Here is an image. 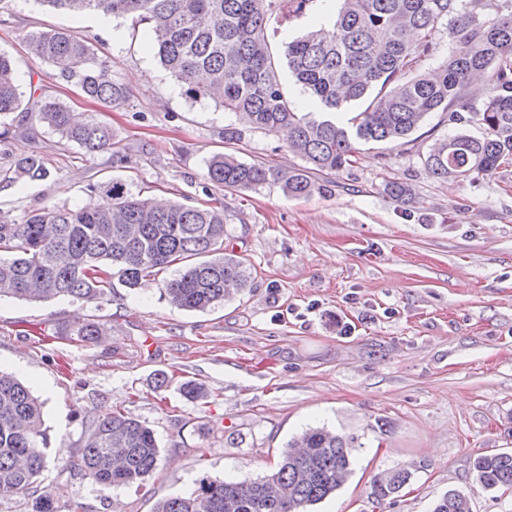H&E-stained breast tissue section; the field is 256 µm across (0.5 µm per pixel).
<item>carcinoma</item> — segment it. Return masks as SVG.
<instances>
[{
    "mask_svg": "<svg viewBox=\"0 0 512 512\" xmlns=\"http://www.w3.org/2000/svg\"><path fill=\"white\" fill-rule=\"evenodd\" d=\"M54 9L95 11L146 25L160 63L192 99H210L234 113L243 126L288 132L289 151L306 166L284 172L244 163L231 153L213 155L206 178L226 189H255L273 182L292 197L327 192L309 170L339 172L353 163L360 144L399 142L434 112L448 121L476 125L437 139L424 158L437 177L491 175L512 164V0H340L334 19L283 43L273 53L267 15L299 13L314 0H35ZM491 6L494 16L482 10ZM445 27L452 50L430 74L412 67L435 53V34ZM30 57L50 65L89 98L105 104L126 99L112 64L72 30L26 36ZM288 69L321 107L315 118L299 111L284 92L279 70ZM485 92L478 102L476 79ZM353 102L364 108L345 124L329 115ZM25 114L86 156L112 147V126L94 114L73 113L48 96L32 105L19 91L12 59L0 52V140L14 133L7 118ZM50 170L36 152L0 170L3 180L41 181ZM104 201L93 210L66 205L27 211L19 219L0 211V298L41 301L68 297L98 304L112 278L135 289L172 266L161 283L176 307L204 312L246 288V262L224 252V209L159 201L113 180L97 187ZM386 191L401 202L414 199L410 185L391 181ZM72 335L94 342L106 332L96 321L76 323ZM192 401L204 385L182 384ZM354 439L325 427L304 431L271 473L249 482L203 478L189 496L158 502L154 512H304L341 488L352 474ZM47 432L42 403L14 376L0 372V500L24 495L31 512H55L40 492L46 467ZM160 465L153 431L130 412L96 418L80 460L85 475L102 490L146 482ZM476 482L484 489L512 488V452L477 456ZM405 470L373 479L370 497L381 504L410 480ZM433 512H471L469 495L451 491Z\"/></svg>",
    "mask_w": 512,
    "mask_h": 512,
    "instance_id": "cac0c4a2",
    "label": "carcinoma"
}]
</instances>
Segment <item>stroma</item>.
I'll return each mask as SVG.
<instances>
[{
	"label": "stroma",
	"instance_id": "1",
	"mask_svg": "<svg viewBox=\"0 0 512 512\" xmlns=\"http://www.w3.org/2000/svg\"><path fill=\"white\" fill-rule=\"evenodd\" d=\"M337 0H314L299 16H269L273 48L329 21ZM79 33L112 61L127 99L107 107L84 98L51 66L29 61L23 37ZM147 27L96 13L69 14L38 0H0V50L13 57L24 100L52 95L71 111L111 124L112 148L83 156L41 125L0 142V168L37 151L50 176L0 185L12 216L50 205L84 207L93 185L224 209L226 253L251 270L248 288L205 312L173 307L159 283L115 285L101 305L68 298L0 299V370L42 401L48 464L40 477L56 512H153L191 494L200 478L254 480L272 471L289 441L325 426L354 438L353 473L308 512H432L449 491L472 512H512V490L481 489L472 461L512 451V165L493 175L442 180L423 157L457 125L432 113L408 138L366 144L352 167L318 174L330 192L294 198L279 185L229 191L210 183L218 152L282 170L302 167L281 137L224 128L234 114L190 99L148 49ZM412 186L404 204L385 191ZM94 319L106 336L63 335ZM169 382L158 386V372ZM203 384L191 402L181 382ZM122 408L151 428L161 465L143 485L100 491L80 467L90 424ZM411 478L374 505L376 475Z\"/></svg>",
	"mask_w": 512,
	"mask_h": 512
}]
</instances>
